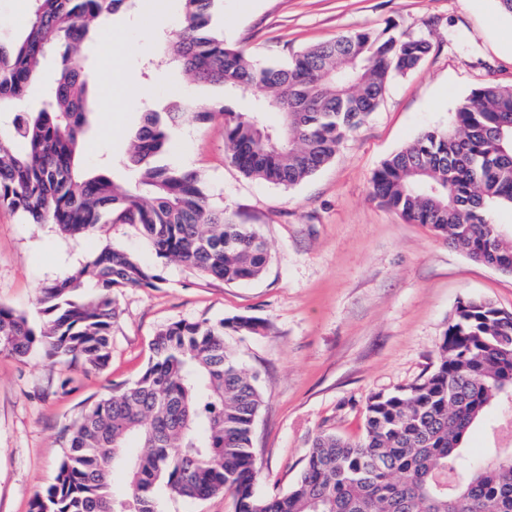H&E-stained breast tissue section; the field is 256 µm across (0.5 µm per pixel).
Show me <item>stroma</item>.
<instances>
[{
	"instance_id": "obj_1",
	"label": "stroma",
	"mask_w": 512,
	"mask_h": 512,
	"mask_svg": "<svg viewBox=\"0 0 512 512\" xmlns=\"http://www.w3.org/2000/svg\"><path fill=\"white\" fill-rule=\"evenodd\" d=\"M213 22L261 66L343 33L389 25L426 36L432 51L414 74L387 85L376 112L330 163L291 188L245 177L231 164L222 118H189L173 130L168 162L203 173L213 201L264 238L270 261L255 280L227 283L163 262L128 224H106L79 239L0 209V305L32 327L42 322L41 287L81 267L99 246L134 252L159 276L155 287L119 294L111 360L102 371L39 352L23 360L0 355V512H31L54 480L82 409L139 376L163 326L239 315L262 322L256 334L225 331L224 343L258 375L264 393L254 430L256 491L270 497L294 483L318 432L360 438L370 395L409 386L434 368L460 301L512 311V274L473 261L430 226L370 198L380 163L421 131L447 127L458 100L487 83L512 87V16L497 0H218ZM111 24L136 42H115L108 56L95 43L84 49L103 104L84 160L90 169L109 165L119 177L143 102L162 106L176 94L218 102L222 92L156 64L160 29L179 27L178 0L162 9L139 0L134 13L115 15ZM470 445L512 448V410L494 407Z\"/></svg>"
}]
</instances>
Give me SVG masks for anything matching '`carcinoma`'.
<instances>
[{
	"label": "carcinoma",
	"instance_id": "cac0c4a2",
	"mask_svg": "<svg viewBox=\"0 0 512 512\" xmlns=\"http://www.w3.org/2000/svg\"><path fill=\"white\" fill-rule=\"evenodd\" d=\"M180 2V28L161 32L162 62L228 97L262 93L253 112L224 104L217 114L231 163L276 186L293 187L330 162L375 112L386 85L414 73L432 49L425 37L389 25L258 67L212 27L216 0ZM135 5L28 0L21 34L0 37V208L70 237H92L102 224L135 225L162 260L225 282L254 280L269 262L257 228L213 204L199 173L164 159L173 128L187 118L211 120L217 114L209 105L177 98L146 108L120 179L83 166L99 101L82 48L104 21ZM50 58L56 78L44 104L30 108L28 88ZM264 112L281 114V123L266 125ZM371 198L430 225L472 260L512 274V239L490 216L494 206H512V87H479L458 102L451 127L424 130L386 158ZM158 280L135 254L106 244L70 276L41 288L39 330L0 305V355L23 358L40 349L100 370L111 357L114 298ZM87 282L92 292L77 295ZM260 327L238 316L159 329L140 377L91 403L71 426L54 483L31 512H158L160 483L192 500L231 491L235 512H512V453L476 457L465 447L473 425L512 399L511 311L485 300L460 302L434 369L397 392L369 396L361 438L319 432L295 484L270 499L256 492L258 377L224 345V329L253 334ZM118 463L122 487L113 482Z\"/></svg>",
	"mask_w": 512,
	"mask_h": 512
}]
</instances>
